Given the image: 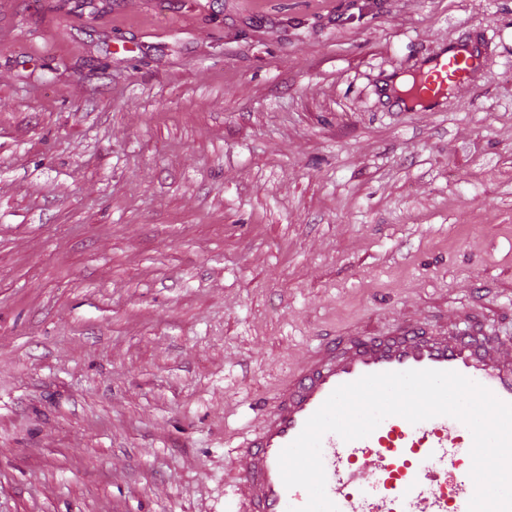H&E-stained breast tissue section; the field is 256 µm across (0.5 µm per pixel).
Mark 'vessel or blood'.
<instances>
[{"instance_id":"b4317fda","label":"vessel or blood","mask_w":512,"mask_h":512,"mask_svg":"<svg viewBox=\"0 0 512 512\" xmlns=\"http://www.w3.org/2000/svg\"><path fill=\"white\" fill-rule=\"evenodd\" d=\"M465 63L449 78V60ZM486 60L470 47L429 63L417 102L436 106L449 86L470 84ZM467 310L420 324L405 321L376 333L355 332L310 348L277 387L275 401L238 443L232 458L233 512H296L308 501L286 488L278 456L338 386L364 375L406 370L458 372L512 403V348L480 330ZM472 435L460 421L437 416L413 424L384 419L366 438L321 442L326 493L339 512H467L475 491L470 477Z\"/></svg>"}]
</instances>
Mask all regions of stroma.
I'll use <instances>...</instances> for the list:
<instances>
[{
  "mask_svg": "<svg viewBox=\"0 0 512 512\" xmlns=\"http://www.w3.org/2000/svg\"><path fill=\"white\" fill-rule=\"evenodd\" d=\"M477 304L512 341V0H0V512H231L319 338ZM441 55L429 62V71L422 79L421 90L418 94L416 103L421 106L435 107L439 99L448 90V86L464 87L470 86L473 72L487 64V59L480 56L477 51L471 47H462L452 50V55ZM454 60L459 63H465L466 69L461 78L451 77L452 82L448 83V68L452 66Z\"/></svg>",
  "mask_w": 512,
  "mask_h": 512,
  "instance_id": "35a3bbf8",
  "label": "stroma"
}]
</instances>
